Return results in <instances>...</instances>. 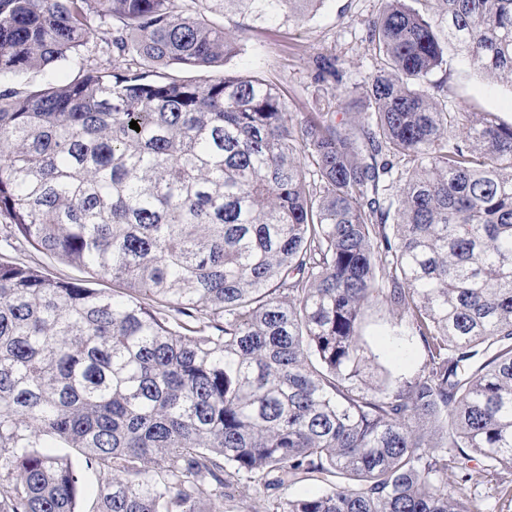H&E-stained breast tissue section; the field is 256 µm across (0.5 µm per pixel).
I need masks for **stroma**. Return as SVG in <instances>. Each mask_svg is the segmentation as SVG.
<instances>
[{
  "label": "stroma",
  "mask_w": 512,
  "mask_h": 512,
  "mask_svg": "<svg viewBox=\"0 0 512 512\" xmlns=\"http://www.w3.org/2000/svg\"><path fill=\"white\" fill-rule=\"evenodd\" d=\"M378 0H324L317 13L298 15L274 25L253 24L241 29L227 23L228 36L242 52L228 63L229 69L277 84L296 117L322 112L328 99L351 95L350 109L362 111L364 102L352 96L353 87L374 72L377 61L365 42V23L376 12ZM333 55L344 62L345 74L333 86L320 85L312 77V60ZM446 70L436 79L447 82L448 103L462 112H490L512 123V87L487 81L470 69L454 51H447ZM19 263L46 270L63 279L84 278L83 270L38 251L12 237L0 223V263ZM366 340L392 375H412L423 364L425 352L411 338L406 325L392 326L389 316L375 312L369 317Z\"/></svg>",
  "instance_id": "obj_1"
}]
</instances>
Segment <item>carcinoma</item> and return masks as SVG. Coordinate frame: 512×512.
I'll return each mask as SVG.
<instances>
[{"label":"carcinoma","mask_w":512,"mask_h":512,"mask_svg":"<svg viewBox=\"0 0 512 512\" xmlns=\"http://www.w3.org/2000/svg\"><path fill=\"white\" fill-rule=\"evenodd\" d=\"M322 2L0 0V79L81 60L0 82V218L112 279L0 263V512H80L86 470L93 512L299 479L323 490L274 512H483L453 488L495 474L512 498V124L425 87L446 44L512 86V0H378L355 132L225 69L231 17ZM373 308L422 343L414 375L376 361ZM79 70V62L73 60L50 69L27 71L12 78L10 83L21 90L44 88L49 84L75 78Z\"/></svg>","instance_id":"cac0c4a2"}]
</instances>
